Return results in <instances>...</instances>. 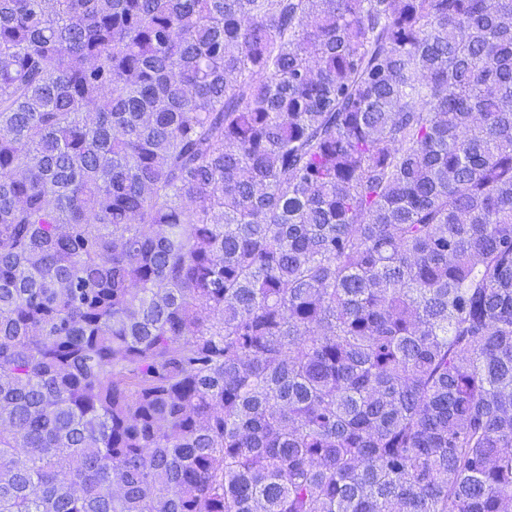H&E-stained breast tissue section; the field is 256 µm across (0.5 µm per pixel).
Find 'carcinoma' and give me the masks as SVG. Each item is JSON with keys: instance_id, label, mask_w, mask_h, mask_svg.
<instances>
[{"instance_id": "obj_1", "label": "carcinoma", "mask_w": 512, "mask_h": 512, "mask_svg": "<svg viewBox=\"0 0 512 512\" xmlns=\"http://www.w3.org/2000/svg\"><path fill=\"white\" fill-rule=\"evenodd\" d=\"M0 512H512V0H0Z\"/></svg>"}]
</instances>
